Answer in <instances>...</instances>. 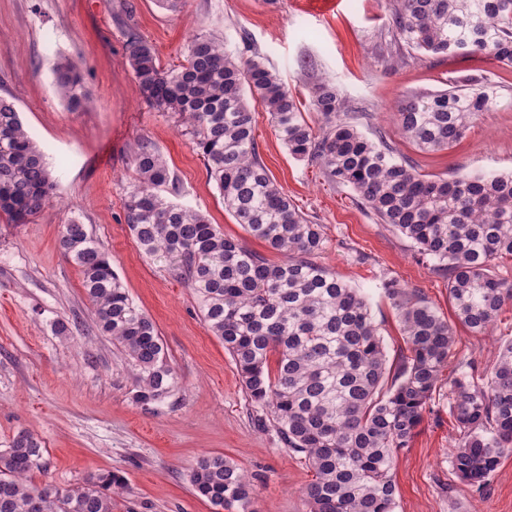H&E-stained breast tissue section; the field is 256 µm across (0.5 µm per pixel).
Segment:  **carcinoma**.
Instances as JSON below:
<instances>
[{
    "label": "carcinoma",
    "mask_w": 512,
    "mask_h": 512,
    "mask_svg": "<svg viewBox=\"0 0 512 512\" xmlns=\"http://www.w3.org/2000/svg\"><path fill=\"white\" fill-rule=\"evenodd\" d=\"M386 2L390 58L467 50L512 68V0ZM126 47L145 101L178 116L224 206L282 260L269 262L165 197L170 171L146 139L131 155L134 178L124 201L140 251L192 289L251 402L308 461L314 479L304 492L307 512H393L392 460L410 447L456 357L454 323L485 334L512 302V283L492 271L494 261L512 257V173L422 174L385 135L370 139L343 119L335 84H315L303 104L259 54L244 59L211 35H194L183 61L169 68L132 29ZM53 74L68 110L83 111L89 96L81 71L59 60ZM498 88L481 77L410 93L397 109L398 132L424 152L451 149L479 113L497 108ZM257 107L270 115L292 157L319 164L329 182L354 190L379 223L410 239L418 259L447 278L453 323L419 289L384 280L408 351L397 364H389L366 295L319 262L328 244L324 225L311 221L270 176L254 133ZM307 112L316 114L320 131ZM54 200L44 151L15 104L0 98V213L25 224ZM59 248L80 272L97 332L135 364V400L165 397L175 377L163 342L112 257L78 221L64 225ZM448 412L457 433L452 469L481 495L501 458L512 454V341L499 348L481 381L463 372L448 383ZM41 458L40 444L25 432L0 449V512H113L112 494L126 488L116 473L65 489L37 485L30 474L42 469ZM190 481L218 512H254L253 485L222 456L201 458Z\"/></svg>",
    "instance_id": "1"
}]
</instances>
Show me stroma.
Segmentation results:
<instances>
[{
	"mask_svg": "<svg viewBox=\"0 0 512 512\" xmlns=\"http://www.w3.org/2000/svg\"><path fill=\"white\" fill-rule=\"evenodd\" d=\"M385 0H187L181 11L157 0H0V97L12 100L45 151L58 202L29 223L0 215V448L18 432L42 445L35 483L59 488L100 473L124 477L127 492L114 512H214L194 493L190 472L205 456H221L250 478L256 512H306L304 489L313 470L282 441L265 412L251 403L224 345L204 322L190 288L152 264L125 221L124 196L133 176L130 154L148 138L166 160L174 188L165 194L201 211L225 234L281 257L237 224L193 150L177 116L150 107L128 64V29L147 39L163 66L179 64L190 36L251 47L308 101L313 84L333 82L347 100V121L367 136L382 132L425 174L512 171V74L480 54L385 59ZM82 71L91 103L68 111L51 71L57 58ZM500 79L498 109L481 113L452 149L423 153L396 132L407 93L445 88L448 80ZM259 154L277 186L329 243L323 263L369 298L389 359L404 349L383 278L419 287L452 317L448 282L417 260L415 245L379 223L348 187L329 182L318 164L293 158L270 118L255 110ZM86 224L131 299L156 324L177 384L162 401L134 399L136 369L111 340L91 333L93 314L77 267L58 248L64 224ZM80 317L69 335L58 322ZM450 381L464 362L491 366L498 343L512 340V303L488 333L457 326ZM456 435L447 397H437L409 448L394 458V512H512V455L504 456L483 495L454 474L448 449Z\"/></svg>",
	"mask_w": 512,
	"mask_h": 512,
	"instance_id": "stroma-1",
	"label": "stroma"
}]
</instances>
